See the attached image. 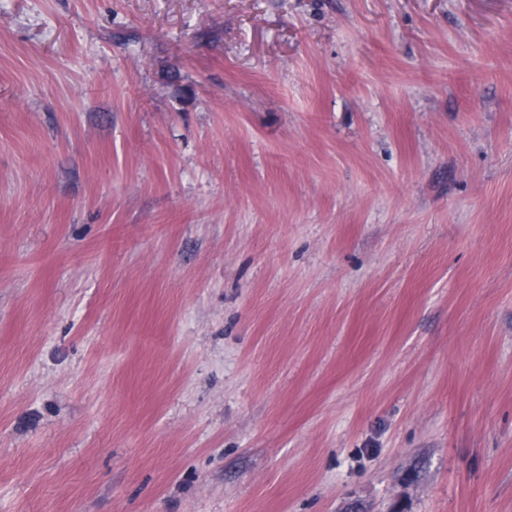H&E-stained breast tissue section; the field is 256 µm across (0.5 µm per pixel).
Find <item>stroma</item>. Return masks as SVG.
Returning <instances> with one entry per match:
<instances>
[{
  "instance_id": "35a3bbf8",
  "label": "stroma",
  "mask_w": 512,
  "mask_h": 512,
  "mask_svg": "<svg viewBox=\"0 0 512 512\" xmlns=\"http://www.w3.org/2000/svg\"><path fill=\"white\" fill-rule=\"evenodd\" d=\"M0 512H512V0H0Z\"/></svg>"
}]
</instances>
